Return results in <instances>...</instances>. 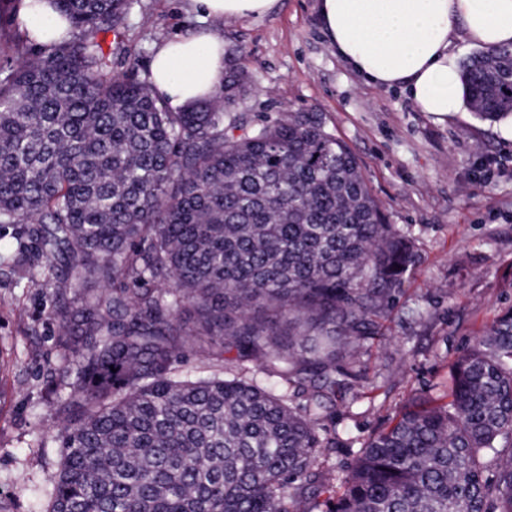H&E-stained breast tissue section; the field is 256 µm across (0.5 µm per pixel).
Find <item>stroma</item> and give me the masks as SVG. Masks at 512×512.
Segmentation results:
<instances>
[{"instance_id":"stroma-1","label":"stroma","mask_w":512,"mask_h":512,"mask_svg":"<svg viewBox=\"0 0 512 512\" xmlns=\"http://www.w3.org/2000/svg\"><path fill=\"white\" fill-rule=\"evenodd\" d=\"M317 0H278L267 15L223 24L226 58L246 77L238 106L257 122L322 113L361 162L387 223L420 259L390 302L379 338L360 356L370 380L336 398L325 465L341 478L364 440L417 392L448 393L449 364L512 306V131L472 112L419 111L395 89L367 84L338 58ZM189 0H133L126 53L113 72L145 77L153 47L200 30ZM55 289L43 277L0 274V512H46L59 468L58 399L46 378L64 363L52 319Z\"/></svg>"}]
</instances>
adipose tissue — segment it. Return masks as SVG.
Instances as JSON below:
<instances>
[{
	"label": "adipose tissue",
	"instance_id": "adipose-tissue-1",
	"mask_svg": "<svg viewBox=\"0 0 512 512\" xmlns=\"http://www.w3.org/2000/svg\"><path fill=\"white\" fill-rule=\"evenodd\" d=\"M210 27L162 40L149 63L164 100L181 108L214 96L224 82L222 23L270 12L276 0H191ZM322 29L368 83L402 89L424 112L463 111L456 42L512 47V0H319ZM23 18L38 43L64 34L67 21L33 0Z\"/></svg>",
	"mask_w": 512,
	"mask_h": 512
}]
</instances>
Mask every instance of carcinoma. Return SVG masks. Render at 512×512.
<instances>
[{
	"label": "carcinoma",
	"mask_w": 512,
	"mask_h": 512,
	"mask_svg": "<svg viewBox=\"0 0 512 512\" xmlns=\"http://www.w3.org/2000/svg\"><path fill=\"white\" fill-rule=\"evenodd\" d=\"M31 53L0 0V265L73 279L53 316L70 392L48 512H300L332 490L337 360L380 335L418 255L319 112L254 122L240 82L174 109L108 74L132 0H51ZM466 105L512 117V50L461 68ZM285 383L178 369L185 349ZM372 433L326 512H512V307ZM23 19L39 44L51 42L68 28L67 21L58 12L39 3L29 4Z\"/></svg>",
	"instance_id": "1"
}]
</instances>
